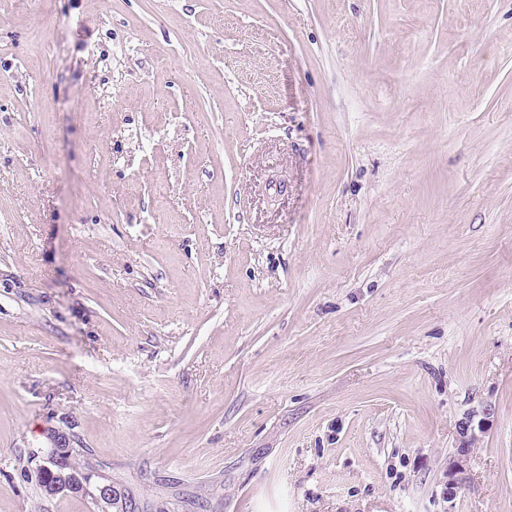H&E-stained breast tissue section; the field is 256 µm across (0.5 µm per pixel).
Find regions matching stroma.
I'll use <instances>...</instances> for the list:
<instances>
[{
	"label": "stroma",
	"instance_id": "35a3bbf8",
	"mask_svg": "<svg viewBox=\"0 0 512 512\" xmlns=\"http://www.w3.org/2000/svg\"><path fill=\"white\" fill-rule=\"evenodd\" d=\"M57 431L145 512H512V0H0V512H98ZM54 446L51 447L47 454L42 457V460L36 464V467L30 473L31 478L38 479L44 476L46 473L53 475L54 483L48 489L50 496L56 495H67L73 492H89L94 503L101 509L102 512H108V507L115 505V502L121 499V491L112 484V482H99L90 491V477L89 474L76 473L70 469L84 470L78 462L76 457L79 455V451L73 450L70 455L72 448H70V441H66L63 436L58 434L53 438ZM70 455V456H69ZM63 460L62 466H60L61 460Z\"/></svg>",
	"mask_w": 512,
	"mask_h": 512
}]
</instances>
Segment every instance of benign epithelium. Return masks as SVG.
Listing matches in <instances>:
<instances>
[{
    "label": "benign epithelium",
    "mask_w": 512,
    "mask_h": 512,
    "mask_svg": "<svg viewBox=\"0 0 512 512\" xmlns=\"http://www.w3.org/2000/svg\"><path fill=\"white\" fill-rule=\"evenodd\" d=\"M473 418L474 415L469 414L458 422L459 448L462 453L471 447L475 440ZM53 442L54 446L36 464L32 476L38 479L47 473L53 475L54 483L48 491L51 496L88 491L101 512H109V507L121 499V491L110 482H99L92 486L89 474L76 473L61 467L62 458L69 456L72 448H70V442L60 435L55 436Z\"/></svg>",
    "instance_id": "obj_1"
}]
</instances>
